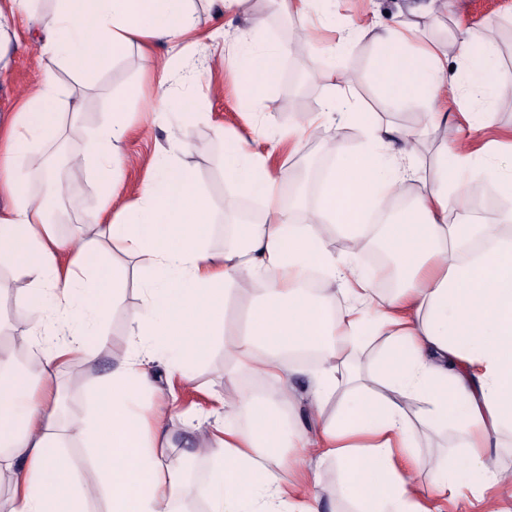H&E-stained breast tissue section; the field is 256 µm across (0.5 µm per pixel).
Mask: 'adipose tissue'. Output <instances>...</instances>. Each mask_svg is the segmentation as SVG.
<instances>
[{"mask_svg": "<svg viewBox=\"0 0 512 512\" xmlns=\"http://www.w3.org/2000/svg\"><path fill=\"white\" fill-rule=\"evenodd\" d=\"M37 22L52 65L0 128V197L10 201L0 209V259L27 279L29 311L27 330L0 349V474L11 477L8 512H90L96 499L104 501V512H178L197 493L207 497L209 512H281L288 489L280 434L298 402L283 381L296 368L290 353L299 348L319 353L308 405L321 425L300 439L302 458L313 464V487L331 481L332 469L344 470L345 493L366 512H423L422 474L433 490L446 492L442 451L426 466L396 462L410 446L412 400L422 403L430 427L473 436L465 465L471 489L512 487L484 452L492 436L512 425V210L489 221L463 200L449 202L447 160L427 174L419 163L421 142L448 128L447 45L420 42L407 21L390 24L372 14L340 24L324 14L319 26L340 30L339 47L367 38L379 43L372 77L388 101H421L426 109L410 128L367 124L363 150L339 153L317 205L303 223H293L274 156L318 137L334 121H359L362 112L356 76L316 72L330 92L305 125L274 137L255 116L251 138H225V178L261 200L265 218L231 224L216 252L210 246L215 207L182 164L179 142L163 153L137 198L113 213L114 164L129 128L122 103H113L76 157L98 187L97 208L76 241L59 236L47 198L33 195L29 182L35 173L53 195L65 190L60 175L46 171L43 150L64 125H78L82 112L58 68L89 74L134 46L144 52L161 41L179 46L199 26L188 0H58ZM283 56L281 46L236 38L229 63L246 97L262 95ZM395 199L406 205L392 213L388 204ZM372 216L383 220L400 275L388 296L355 261ZM332 229L349 240L346 257L328 250ZM106 244L147 272L142 306L130 317L128 348L99 379L88 410L65 418L55 378L65 366L92 362L107 345L104 321L121 292L119 272L102 260ZM314 270L323 284L312 294L299 282ZM239 280L258 287L243 336L224 344V375L273 387L260 396L214 395L215 410L187 416L200 437L199 455L216 463L206 486L196 488L183 460L168 451L170 410L153 400L158 387L151 368L163 363L190 378L207 355V338L221 334L230 286ZM367 329L388 342L386 391L369 397L359 364ZM26 351L38 352L37 372L21 365ZM36 379L41 387H33ZM341 384L347 399L328 413ZM73 442L91 460L81 475L65 453Z\"/></svg>", "mask_w": 512, "mask_h": 512, "instance_id": "1", "label": "adipose tissue"}]
</instances>
